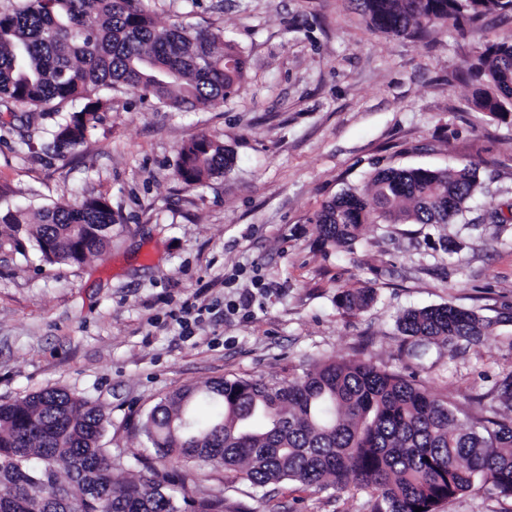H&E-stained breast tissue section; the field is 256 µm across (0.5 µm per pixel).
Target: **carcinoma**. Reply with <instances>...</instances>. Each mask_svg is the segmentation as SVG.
<instances>
[{"label":"carcinoma","mask_w":512,"mask_h":512,"mask_svg":"<svg viewBox=\"0 0 512 512\" xmlns=\"http://www.w3.org/2000/svg\"><path fill=\"white\" fill-rule=\"evenodd\" d=\"M373 29L417 34L495 12L512 0H357ZM247 58L224 31L183 23L157 28L141 0H20L0 13V101L30 112L67 115L51 131L48 148L63 155L92 137L112 109L109 91L121 87L156 104L186 111L214 107L238 93ZM472 103L490 117L512 116V44L486 41L467 68ZM234 155L206 135L185 142L175 174L188 187L232 168ZM481 188L477 168L387 167L368 182L328 201L315 214L323 241L351 246L365 224L503 223L499 211L465 219ZM0 186V248L20 252L32 241L44 262L76 265L112 245V205L103 196L27 214ZM370 288L344 290L340 305L367 308ZM508 320L478 316L453 303L410 310L398 320L409 354L424 358L442 342L453 356L476 345ZM206 398L222 417L200 426L191 414ZM109 420L95 404L49 388L0 404V512H224V497L194 498L178 472L154 471L112 482L108 449L100 441ZM156 457H177L222 468L256 487L286 481L317 491L351 485L367 491L372 512H437L472 489L512 499V371L497 382L492 405L471 415L451 397L412 376L369 359L316 364L303 376L264 382L226 378L187 386L161 400L141 423ZM66 471L67 479L60 478Z\"/></svg>","instance_id":"obj_1"}]
</instances>
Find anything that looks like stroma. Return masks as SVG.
Returning <instances> with one entry per match:
<instances>
[{"label": "stroma", "instance_id": "stroma-1", "mask_svg": "<svg viewBox=\"0 0 512 512\" xmlns=\"http://www.w3.org/2000/svg\"><path fill=\"white\" fill-rule=\"evenodd\" d=\"M158 26L223 29L248 60L241 93L215 108L172 112L131 92L112 95L97 135L66 156L22 149L0 112V184L15 205L105 196L112 247L78 266L25 255L0 260V401L63 388L110 423L112 479L176 460L150 459L140 429L169 393L222 378L299 377L330 359L366 358L415 374L434 393L490 395L512 370V220L504 224H369L348 251L319 239L321 205L363 185L375 166L456 169L485 185L478 216L512 205V120L471 104L467 62L479 42L512 43V15L479 30L410 36L372 32L356 0H142ZM201 134L234 153L230 171L189 188L179 146ZM460 253L446 250L449 241ZM374 288L366 310L337 297ZM497 319L456 354L431 345L416 360L396 319L445 303ZM193 495H223L230 512H370L349 487L290 483L255 489L209 466L186 465ZM439 512H512L482 484Z\"/></svg>", "mask_w": 512, "mask_h": 512}]
</instances>
